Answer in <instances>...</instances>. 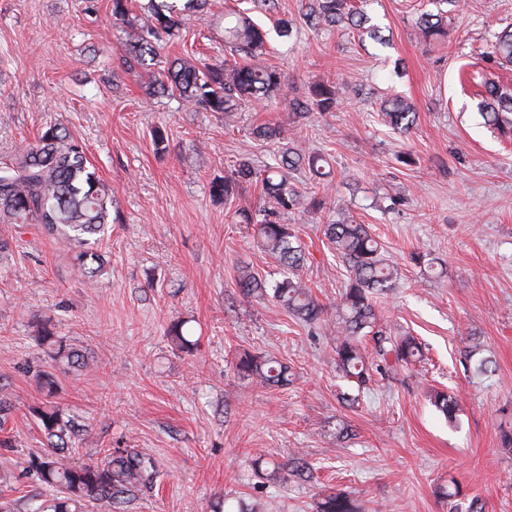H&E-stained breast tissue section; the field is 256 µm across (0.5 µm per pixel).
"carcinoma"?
<instances>
[{"label": "carcinoma", "instance_id": "1", "mask_svg": "<svg viewBox=\"0 0 512 512\" xmlns=\"http://www.w3.org/2000/svg\"><path fill=\"white\" fill-rule=\"evenodd\" d=\"M234 21L224 27V43L229 56L219 64L188 58L173 61L167 69L148 76V93L178 95L187 104L228 116L257 100H269L288 88V77L264 62L267 36L251 18L232 12ZM312 28L363 26L364 10L352 0H311L303 13ZM447 13L421 15L419 29L425 37L446 34ZM181 20L173 8L151 7L143 24L128 32L124 65L143 67L155 60L162 43L179 35ZM490 58L499 65H512V29L495 34ZM482 107L489 124L507 122L512 112V91L493 80L483 82ZM300 118L316 110L329 112L336 107V86L318 83L305 96L289 100ZM387 123L403 132L417 123V112L401 97L387 99L380 105ZM308 167L321 176L319 158L304 157L292 148L283 149L276 166L259 173L246 159H241L224 178L211 183L216 198L229 199L243 180L261 183L263 203L253 213L240 212L241 223L256 227L257 243L275 255L280 263L281 279L270 285L249 270L239 272L237 286L245 297H272L295 319L323 330L334 329L336 368L343 376L357 380L362 387L369 381L362 341L371 337L376 355L375 371L384 374L396 365L411 364L423 356L422 346L412 336H392L377 327L372 298L395 287L398 272L381 256L378 241L365 225L336 222L324 225V235L344 260L348 284L336 304L335 317L313 297L300 278L306 253L293 225L282 221V214L299 206L298 194L290 184V174ZM0 222L3 224H39L59 244L71 252L73 269L83 278L97 276L105 258L99 245L112 231V190L99 177L87 158L84 144L61 124H53L27 146L19 157L0 159ZM39 346L55 366L62 370L89 366L87 359L62 340L43 331L37 336ZM237 374L267 388L290 384L288 365L244 353L235 363ZM434 406L448 420L456 418L457 397L444 391L431 395ZM47 440V450L29 461V468L50 487L53 497L35 512H81L87 505L105 512H123V506L136 493L151 490L158 477L154 460L136 448H109L102 459L76 464L72 438L79 425L63 408L46 401L32 408ZM310 471L305 458L297 453L283 463H276L265 479L286 481L302 478ZM449 512H485L481 500L464 494L458 483L442 488ZM315 512H357L354 499L342 490L330 491L315 503Z\"/></svg>", "mask_w": 512, "mask_h": 512}]
</instances>
